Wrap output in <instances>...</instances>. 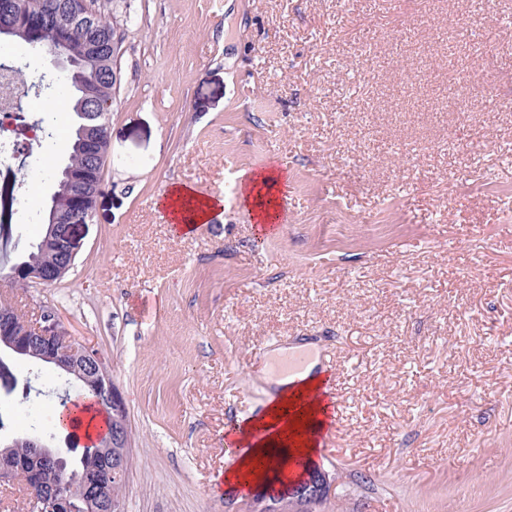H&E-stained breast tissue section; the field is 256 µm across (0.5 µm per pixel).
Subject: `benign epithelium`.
I'll return each instance as SVG.
<instances>
[{"label": "benign epithelium", "instance_id": "benign-epithelium-1", "mask_svg": "<svg viewBox=\"0 0 512 512\" xmlns=\"http://www.w3.org/2000/svg\"><path fill=\"white\" fill-rule=\"evenodd\" d=\"M17 24L13 19L11 0H0V39L7 40L15 32ZM83 122L79 127V136L84 152L96 153V145L108 135L102 125L95 120L100 111L98 104L85 97L81 101ZM63 175L71 186L68 209L58 212L52 208L51 224L42 248L53 256L65 253L76 256L79 242L74 229L92 219L93 207L85 197L84 183L87 175L74 171L67 166ZM64 269L53 260L35 266L19 265L15 267L17 280L27 284L50 287L63 276ZM8 354L22 360L35 357L41 365L59 375L79 374L90 360L98 367L105 364L101 354L79 342L61 325L55 315L44 311L39 321H30L23 313L11 309L0 317V354ZM82 382L89 388L101 393L118 425L97 448V451L109 463L96 475L86 477L78 484L60 482L57 490L50 496L43 495L37 487L28 486L31 498L40 504L41 512H112V480L126 475L127 455L112 461V449L125 444L121 424L127 413L126 403L120 391L106 376H85ZM66 454L54 444V438L35 436L22 439L13 436L0 439V482L14 484L18 478L42 479L53 471L64 473ZM305 477L300 480L283 483L278 487L267 486L251 496L252 512H274L275 503L289 498L297 505L299 512H306L309 506L327 498L330 492L328 475L318 469L304 468Z\"/></svg>", "mask_w": 512, "mask_h": 512}]
</instances>
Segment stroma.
<instances>
[{
	"label": "stroma",
	"mask_w": 512,
	"mask_h": 512,
	"mask_svg": "<svg viewBox=\"0 0 512 512\" xmlns=\"http://www.w3.org/2000/svg\"><path fill=\"white\" fill-rule=\"evenodd\" d=\"M121 71L94 216L55 286L0 277L106 359L129 412L125 512H244L224 434L260 410L262 352H337L346 413L317 512H512V0H95ZM54 143L0 186L54 189ZM282 172L253 220L244 172ZM220 199L190 235L172 185ZM0 380V431L48 415L29 367Z\"/></svg>",
	"instance_id": "obj_1"
}]
</instances>
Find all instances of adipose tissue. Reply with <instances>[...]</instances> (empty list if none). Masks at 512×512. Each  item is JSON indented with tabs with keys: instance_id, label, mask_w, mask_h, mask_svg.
Here are the masks:
<instances>
[{
	"instance_id": "ef3b65f1",
	"label": "adipose tissue",
	"mask_w": 512,
	"mask_h": 512,
	"mask_svg": "<svg viewBox=\"0 0 512 512\" xmlns=\"http://www.w3.org/2000/svg\"><path fill=\"white\" fill-rule=\"evenodd\" d=\"M281 182V174L273 170L244 176V198L258 224L267 226L278 220ZM165 204L169 207H180L182 220L179 230L188 235L197 225L208 222L217 201L201 196L189 187L181 186L170 191ZM287 355L288 350L284 347L275 349L268 355L269 363L262 371V380L268 388L267 395L272 402L260 416L250 418L240 426L242 437L253 439L254 445L251 454L241 457L236 467L225 476L224 481L230 487L249 486L264 480L267 471L257 466L258 458L269 454L276 455L279 466L283 467L294 455L308 457L317 448L313 433L302 430L300 421L289 417L288 406L293 401L306 400L302 421H316L322 411L320 400L314 397L322 382L318 372L319 361L311 359L308 366L297 374L284 375L275 372L274 362Z\"/></svg>"
}]
</instances>
